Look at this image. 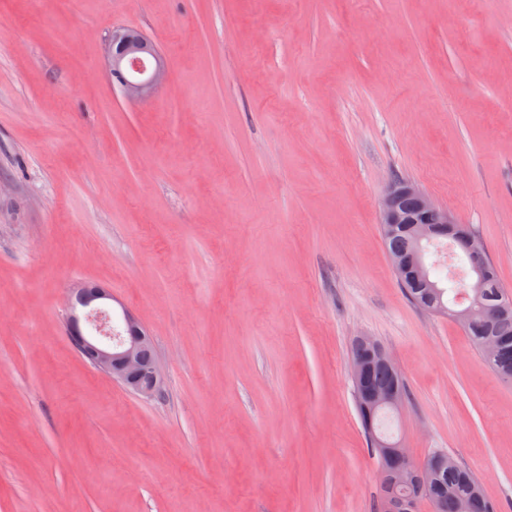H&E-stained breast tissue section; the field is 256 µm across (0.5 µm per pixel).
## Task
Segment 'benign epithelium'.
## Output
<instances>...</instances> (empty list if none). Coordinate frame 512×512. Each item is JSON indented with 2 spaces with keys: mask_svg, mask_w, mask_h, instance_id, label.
I'll return each mask as SVG.
<instances>
[{
  "mask_svg": "<svg viewBox=\"0 0 512 512\" xmlns=\"http://www.w3.org/2000/svg\"><path fill=\"white\" fill-rule=\"evenodd\" d=\"M109 73L123 97L132 103L149 98L167 79V67L156 44L149 38L133 36L123 28L112 30L108 43ZM414 202L410 210L404 201ZM379 223L393 230L405 225L413 240V249L392 258V266L399 273H425L422 247L438 232L448 231V225L459 220L448 209L437 205L416 183L401 180L393 183L383 195L379 206ZM456 240L466 252L473 267V281H482L486 268L485 252L474 237L459 235ZM113 300L107 288L94 287L85 292L78 304L67 303V332L78 351L95 370L103 373L130 393L153 399L165 391V378L159 361L147 360L146 353L153 340L144 329L138 315L125 306L116 311L110 307ZM353 382L359 386L364 406L377 411L398 410L394 391L387 387L371 386L352 370ZM378 447L395 457L397 484L403 488L409 483L408 449L402 442L390 443L370 432Z\"/></svg>",
  "mask_w": 512,
  "mask_h": 512,
  "instance_id": "7a95c632",
  "label": "benign epithelium"
}]
</instances>
